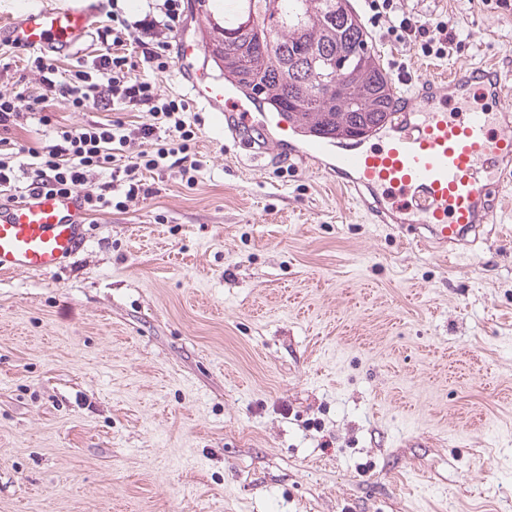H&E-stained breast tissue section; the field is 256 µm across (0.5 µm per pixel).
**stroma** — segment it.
Wrapping results in <instances>:
<instances>
[{
    "instance_id": "stroma-1",
    "label": "stroma",
    "mask_w": 512,
    "mask_h": 512,
    "mask_svg": "<svg viewBox=\"0 0 512 512\" xmlns=\"http://www.w3.org/2000/svg\"><path fill=\"white\" fill-rule=\"evenodd\" d=\"M444 58L368 28L387 73L512 68V0H397ZM27 54L0 94L35 93ZM60 100L14 137L102 119ZM196 185L89 217L50 274L0 275V512H512V210L453 260L326 176L255 166L209 113Z\"/></svg>"
}]
</instances>
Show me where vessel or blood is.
Instances as JSON below:
<instances>
[{"mask_svg": "<svg viewBox=\"0 0 512 512\" xmlns=\"http://www.w3.org/2000/svg\"><path fill=\"white\" fill-rule=\"evenodd\" d=\"M99 0L66 7H19L0 19V42L20 50L72 52L89 36ZM195 45L177 43L181 77L201 111L232 113L238 128L253 125L254 109L222 79L197 71ZM494 65L462 66L421 79L417 92L391 77L394 106L376 143L341 146L305 142L300 161L330 158L340 187L380 201L377 218L399 224L409 241L455 256V248L491 223L512 186V101ZM88 214L79 192H27L0 199V274H47L75 257L87 241Z\"/></svg>", "mask_w": 512, "mask_h": 512, "instance_id": "b4317fda", "label": "vessel or blood"}]
</instances>
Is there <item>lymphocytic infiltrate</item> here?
<instances>
[{
	"label": "lymphocytic infiltrate",
	"mask_w": 512,
	"mask_h": 512,
	"mask_svg": "<svg viewBox=\"0 0 512 512\" xmlns=\"http://www.w3.org/2000/svg\"><path fill=\"white\" fill-rule=\"evenodd\" d=\"M370 24L388 18L387 32L395 40L419 45L427 56L444 57L453 50L456 37L448 25L418 14H394V0H366ZM186 10V0H162L158 11H146L129 19L120 6L112 8V23L103 36L112 49L91 63L81 64L64 79L46 55L29 61L42 75L41 101L59 99L75 111L87 107L122 106L142 112L144 122L127 127L122 118L94 121L78 128H58L52 144L43 149L24 148L5 137L10 125L30 119L32 104L20 98L0 96V189L16 182V161L28 154L26 186L50 192L83 194L89 212L124 210L129 203L151 194L147 175L170 172L180 183L198 181L200 163L192 150L198 131L184 118L189 106L184 99L163 90L161 79L173 65L169 41L158 40L159 31L175 32ZM144 73H137V66ZM108 173L100 185L90 183L93 173Z\"/></svg>",
	"instance_id": "1"
}]
</instances>
